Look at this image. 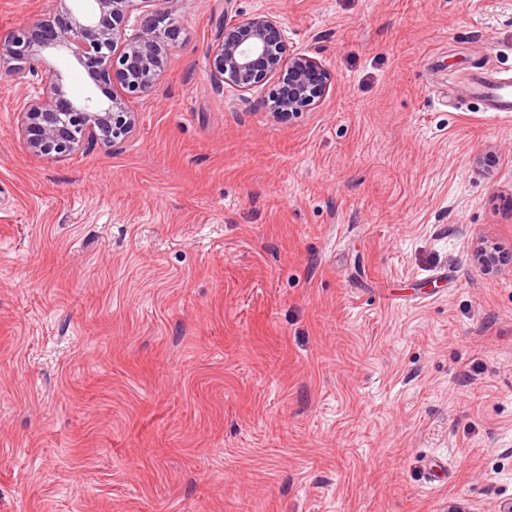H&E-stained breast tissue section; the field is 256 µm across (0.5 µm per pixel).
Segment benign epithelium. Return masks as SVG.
<instances>
[{"instance_id": "obj_1", "label": "benign epithelium", "mask_w": 512, "mask_h": 512, "mask_svg": "<svg viewBox=\"0 0 512 512\" xmlns=\"http://www.w3.org/2000/svg\"><path fill=\"white\" fill-rule=\"evenodd\" d=\"M182 0H56L57 18L20 29L0 41V70L22 88L38 75L49 56H70L93 84L110 86L106 99L76 98L61 72L46 73L42 93L20 104L22 136L30 152L54 158L87 148L116 147L136 125L126 98L152 88L162 66V48L177 33L171 16ZM167 22L158 32L161 22ZM215 85L248 93L269 80L278 82L272 108L297 115L324 96L329 76L314 58L288 50L280 21L265 13L225 22L211 49Z\"/></svg>"}]
</instances>
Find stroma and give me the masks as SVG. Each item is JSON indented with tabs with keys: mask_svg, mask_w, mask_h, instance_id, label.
<instances>
[{
	"mask_svg": "<svg viewBox=\"0 0 512 512\" xmlns=\"http://www.w3.org/2000/svg\"><path fill=\"white\" fill-rule=\"evenodd\" d=\"M56 8L0 0V39ZM255 13L331 76L299 118L212 79L220 20ZM176 18L114 149L34 155L0 74V512H497L512 116L463 79L512 77V0Z\"/></svg>",
	"mask_w": 512,
	"mask_h": 512,
	"instance_id": "stroma-1",
	"label": "stroma"
}]
</instances>
